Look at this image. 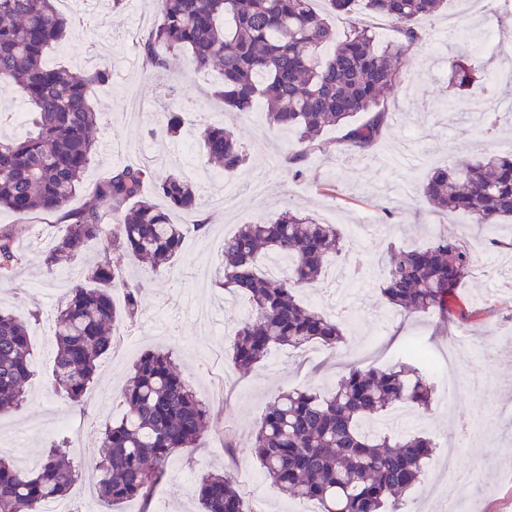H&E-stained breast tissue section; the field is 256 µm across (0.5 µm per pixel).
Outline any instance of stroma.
<instances>
[{"mask_svg":"<svg viewBox=\"0 0 512 512\" xmlns=\"http://www.w3.org/2000/svg\"><path fill=\"white\" fill-rule=\"evenodd\" d=\"M79 23L48 55L50 64L80 73L96 67L109 69V84L96 88L93 102L101 112L95 138L99 150L83 178L81 191L70 202L79 208L96 184L113 168L155 159L156 169L182 168L185 135L196 134L200 124L221 123L224 102L214 89L221 74L197 71L185 53L167 55L164 64H152L139 41L157 17L156 0H125L122 10L102 14L99 8L71 6ZM465 24L485 36L487 68L512 67V15L474 8L471 0H448L441 15L431 20L435 41L414 47L407 56L408 77L388 98L386 107L397 119L380 141L375 158L345 153L341 131L325 129L322 148L311 154L305 177L296 178L282 162L296 144L293 133L266 122L234 120L249 161L231 177L237 188L232 209L213 205L223 183L198 180L202 208L199 214L175 212L177 224L205 218V234L187 232L176 261L163 275H155L137 261L124 267L130 287L139 291L142 313L135 324L132 349H114L100 362L94 384L82 405L76 406L53 393V345L55 320L67 290L97 258L98 244L81 246L76 258L47 273L43 258L65 222L60 214L31 215L20 239L25 263L12 280L0 282V310L26 316L39 313L30 327L37 371L25 387L26 402L17 411L0 415V454L25 468L34 467L51 441L68 437L71 447L97 450L100 432L121 413L119 393L140 354L151 349L176 356L182 373L198 395L207 401L215 418L200 448L172 457L168 477L157 485L154 496L163 500V512H198L193 484L185 473L212 469L233 473L236 481L258 473L259 467L246 448L268 404L285 388L323 390L340 378L342 371L306 363L301 351L277 348L266 361L248 372L227 364L233 332L249 304L244 295L231 296L214 284L198 287L197 274L214 269L225 237L239 225L272 221L285 207L337 225L341 232L359 233L358 250L363 269L352 285L356 290L360 326H346L337 356L356 364L391 367L402 360V346L409 339L426 343L430 350L447 345L458 333L473 336L482 346L475 361L486 381L473 386L459 381L447 391L440 375H432L433 402L426 414L409 413L406 430H426L437 447L427 462L421 484L405 495L409 512H445L446 497L435 493L448 460L479 478L453 483L458 501L472 512H512V429L498 419V411L512 406V280L503 270L512 268V252L492 248L485 230L467 213L430 210L420 200L421 184L434 167L460 164L472 154L487 150L512 153V127L484 135L464 106L450 110L448 78L441 61L450 51L438 45L449 24ZM183 94L185 112L181 137L159 134V118L165 111L170 89ZM336 189L328 196L319 184ZM454 229L472 247L476 264L497 265L501 275L489 280L476 275L458 288L447 314H404L385 303L380 284L388 259L389 244L417 248L445 229ZM482 422L485 435L478 441H458L457 421ZM234 434L236 450L226 448L227 434ZM250 506L261 512H315L312 503L281 496L268 481L244 487Z\"/></svg>","mask_w":512,"mask_h":512,"instance_id":"stroma-1","label":"stroma"}]
</instances>
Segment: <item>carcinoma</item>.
<instances>
[{"label":"carcinoma","mask_w":512,"mask_h":512,"mask_svg":"<svg viewBox=\"0 0 512 512\" xmlns=\"http://www.w3.org/2000/svg\"><path fill=\"white\" fill-rule=\"evenodd\" d=\"M59 0H0V81L17 88L26 106L29 130L22 138L0 137V209L16 225L0 231V280L16 275L25 262L19 246L23 224L36 212L63 210L79 192L97 143L94 90L111 79L93 69L82 76L50 67L46 57L78 19L58 8ZM157 21L141 40L146 57L186 51L199 69H217L224 78L216 95L231 117L260 106L269 125L296 137L284 163L295 176L306 172L309 155L320 148L327 127L342 130L344 149L370 157L390 126L385 97L406 79L405 57L430 39L424 24L446 0H326L333 11L364 9L390 20L398 38L381 51L370 30L352 27L343 37L314 8L315 0H159ZM483 45L448 54V78L461 94L475 82ZM364 119L357 120L358 116ZM182 107L162 113V133H182ZM197 138L207 159L229 176L248 156L232 125L203 124ZM151 193L145 194V188ZM436 211H464L490 228L512 221V154L482 153L453 167L430 172L421 188ZM163 199L168 208L157 205ZM197 186L177 171L158 173L148 164L112 169L55 238L44 265L60 261L88 242L101 245V258L73 283L58 311L55 331L54 394L71 403L84 400L97 363L112 348L117 330L133 326L141 303L127 286L124 260L150 262L157 274L177 258L186 226L169 211L199 210ZM348 251L334 224H322L292 209L273 222L242 225L224 239L215 286L242 291L250 302L239 322L230 362L249 369L274 347L301 350L312 343L328 349L344 339L342 322L299 298L325 278L330 265ZM288 260V274L259 271L270 257ZM474 260L454 231L426 246L389 252L381 295L404 312L448 309V298L472 273ZM126 288L124 308L113 291ZM23 318L0 312V414L18 409L24 385L35 375ZM404 362L390 369L351 365L325 392L286 389L267 407L249 447L263 475L282 494L315 501L320 512H399L404 494L425 476L436 448L424 432L395 436L365 431L393 406L425 412L433 387L428 375ZM122 416L105 425L103 459L93 480L98 498L117 505L148 496L176 453L197 447L211 423L209 405L182 375L170 351H148L133 364L120 393ZM68 441L50 443L37 472L0 457V512H42L46 502L66 497L79 478L67 455ZM195 493L203 512H254L231 473H202Z\"/></svg>","instance_id":"1"}]
</instances>
